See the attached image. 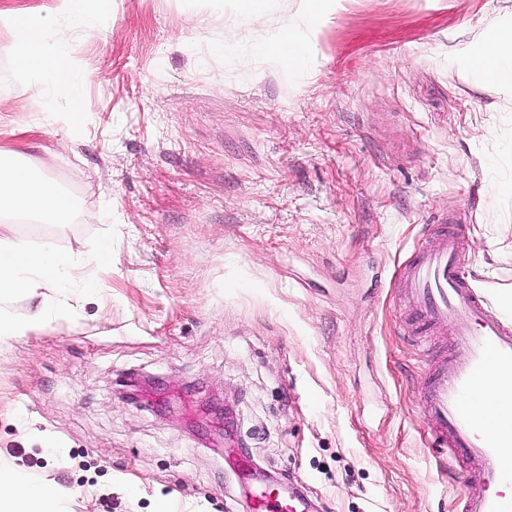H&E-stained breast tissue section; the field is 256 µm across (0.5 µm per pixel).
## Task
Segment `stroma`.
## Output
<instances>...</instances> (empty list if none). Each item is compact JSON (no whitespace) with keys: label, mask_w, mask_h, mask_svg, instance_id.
Returning a JSON list of instances; mask_svg holds the SVG:
<instances>
[{"label":"stroma","mask_w":512,"mask_h":512,"mask_svg":"<svg viewBox=\"0 0 512 512\" xmlns=\"http://www.w3.org/2000/svg\"><path fill=\"white\" fill-rule=\"evenodd\" d=\"M306 9L268 0L250 24L240 0H84L81 24L0 0L94 74L66 132V94L15 68L0 23V147L78 207L13 231L112 247L73 318L0 345V455L75 490L72 512H247L228 401L257 467L317 512H456L466 471L420 413L427 344L395 270L456 217L512 323V86L457 60L512 0H325L306 71L257 52ZM131 372L151 380L133 403Z\"/></svg>","instance_id":"stroma-1"}]
</instances>
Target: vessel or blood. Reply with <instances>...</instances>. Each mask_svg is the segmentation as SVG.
I'll return each mask as SVG.
<instances>
[{"instance_id": "obj_1", "label": "vessel or blood", "mask_w": 512, "mask_h": 512, "mask_svg": "<svg viewBox=\"0 0 512 512\" xmlns=\"http://www.w3.org/2000/svg\"><path fill=\"white\" fill-rule=\"evenodd\" d=\"M456 219H435L398 271L413 332L440 337L423 376L421 411L434 444L463 460L461 512H512V324L477 296ZM495 419H488L485 403ZM297 488L255 493L249 512H307Z\"/></svg>"}]
</instances>
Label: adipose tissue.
Wrapping results in <instances>:
<instances>
[{"mask_svg":"<svg viewBox=\"0 0 512 512\" xmlns=\"http://www.w3.org/2000/svg\"><path fill=\"white\" fill-rule=\"evenodd\" d=\"M322 0H309L300 24H288L262 44V51L274 55L294 72L306 69L307 47L298 36V26H312L322 15ZM12 29L17 69L30 76H44L52 90L70 99L69 121L81 116L79 86L92 80L89 72L77 71L70 56L44 41L45 23L33 14L8 15ZM460 56L488 79L512 84V23L499 24L493 39L481 53L462 47ZM75 210L70 195L51 180L37 177L17 160L11 150L0 149V217L18 216L41 224L69 223ZM111 254L108 242L98 243L90 252L58 249L45 239L14 235L11 225L0 226V343L46 328L69 317L72 297L94 291L89 272L93 262ZM36 299V307L24 315L7 308L14 298ZM72 491L50 485L44 478L0 457V512H70Z\"/></svg>","mask_w":512,"mask_h":512,"instance_id":"adipose-tissue-1","label":"adipose tissue"}]
</instances>
